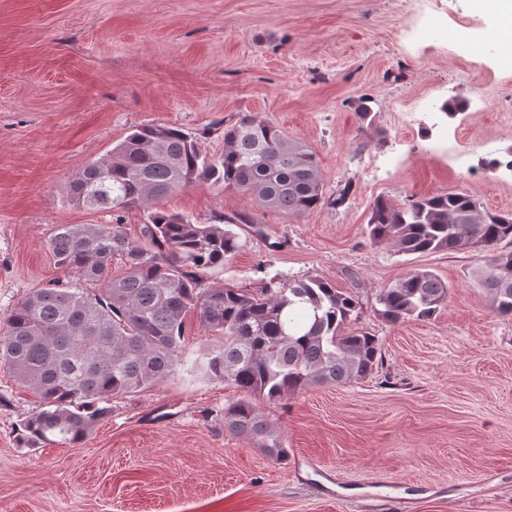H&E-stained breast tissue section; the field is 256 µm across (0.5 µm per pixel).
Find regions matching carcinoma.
<instances>
[{
    "label": "carcinoma",
    "instance_id": "obj_1",
    "mask_svg": "<svg viewBox=\"0 0 512 512\" xmlns=\"http://www.w3.org/2000/svg\"><path fill=\"white\" fill-rule=\"evenodd\" d=\"M198 184L250 193L258 206L288 217L349 200L351 183L325 196L309 147L268 116L247 113L224 129V149L202 153L179 127L142 124L69 184L71 201L91 211L148 209L138 235L116 224H60L48 241L55 263L86 284L55 283L30 291L0 327V364L31 391L41 409L18 427L25 448L80 445L112 414V399L151 388L183 362L184 327L196 318L224 338L196 371L238 392L220 421L271 461L288 460L278 427L259 403H279L314 385L345 386L382 364L380 340L355 326L358 298L316 276L259 292L206 285L239 248L237 224L222 216L197 224L159 203ZM364 236L405 255L476 251L485 264L471 273L489 308L512 316V213L490 212L473 197L443 193L396 206L370 205ZM124 264L112 275V258ZM448 300V284L414 268L382 289L383 320L431 319Z\"/></svg>",
    "mask_w": 512,
    "mask_h": 512
}]
</instances>
